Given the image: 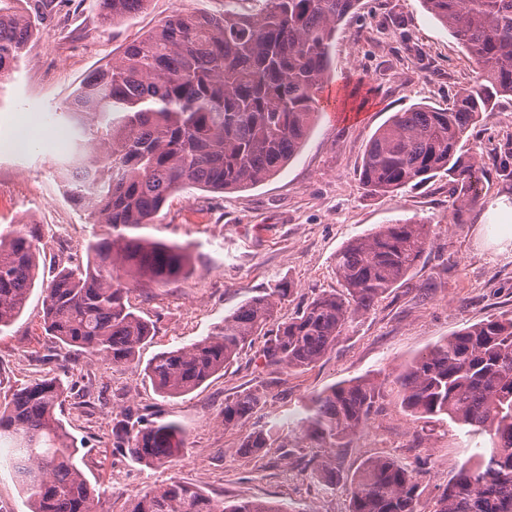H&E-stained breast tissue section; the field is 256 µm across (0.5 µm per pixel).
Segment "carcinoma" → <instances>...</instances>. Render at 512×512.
<instances>
[{
	"label": "carcinoma",
	"instance_id": "carcinoma-1",
	"mask_svg": "<svg viewBox=\"0 0 512 512\" xmlns=\"http://www.w3.org/2000/svg\"><path fill=\"white\" fill-rule=\"evenodd\" d=\"M224 0V14H172L128 44L112 65L85 81L57 113L76 122L62 164L70 196L107 232L88 242L87 264H59L42 283L44 329L59 346L127 365L153 336L132 306L130 284H168L187 273L189 246L138 233L168 197L195 188L224 193L277 175L302 147L320 112L337 26L358 0H258L253 13ZM147 0H100L111 23ZM460 41L477 78L446 108L398 112L366 147L359 176L372 194L393 193L448 174L451 221L481 200L484 166L463 153L483 113L512 96V0H422ZM58 0H0V74L17 67L29 38L57 12ZM430 225L398 220L336 253L341 289L312 298L284 322L275 318L291 283L281 280L245 301L207 336L158 352L144 373L164 397L199 388L256 338L268 365L306 369L331 351L421 263ZM39 236L31 224L0 227V334L13 326L35 286ZM404 408L445 417L489 446L467 459L430 512H512V315L473 324L417 356L395 378ZM66 388L44 377L0 402V442L30 512H99L100 493L76 456L61 419ZM381 394L370 379L313 396L301 435L318 448H344L369 421ZM266 394L245 389L224 400V427L248 422ZM176 422L126 409L112 446L146 465L185 448ZM273 434L248 433L239 453L273 447ZM349 512H424L415 471L389 457L364 461L349 482ZM127 512H288L270 502L215 499L174 479L145 491Z\"/></svg>",
	"mask_w": 512,
	"mask_h": 512
}]
</instances>
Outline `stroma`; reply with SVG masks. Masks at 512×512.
<instances>
[{
	"label": "stroma",
	"instance_id": "35a3bbf8",
	"mask_svg": "<svg viewBox=\"0 0 512 512\" xmlns=\"http://www.w3.org/2000/svg\"><path fill=\"white\" fill-rule=\"evenodd\" d=\"M177 11L220 14L224 0H147L143 10L115 24L102 21L98 0H68L0 82V225H39L41 278H50L59 259L86 262L87 242L106 231L68 199L62 157L44 142L45 115ZM475 79L465 49L421 0H360L333 43L329 88L336 103L325 106L298 155L272 179L244 190L175 194L145 228V235L189 245L192 269L173 283L132 292V303L154 325L137 360L116 366L65 354L44 331L36 288L19 320L0 335V399L41 376L61 377L68 389L62 420L86 478L102 493L104 512H123L135 495L173 478L227 501L349 512V480L377 456L411 468L425 465L422 505L430 507L486 440L449 421L410 415L394 379L439 341L488 317L512 314V245H495V227L484 217L491 203L512 193V176L498 169L512 151V97L484 113L463 147L483 155L487 175L479 205L464 212L462 223L448 221L447 175L372 195L359 169L370 139L392 115L418 105L447 107ZM410 218L431 224V250L315 365H266L254 344L182 396L159 395L145 377L156 353L207 336L247 298L283 278L293 292L279 304L277 318L288 320L316 294L338 288L334 259L343 246L377 225ZM360 377L381 382V397L367 426L337 449L330 489L313 471L314 459L327 451L301 438L298 423L313 395ZM249 388L264 391L265 404L246 428L225 427V399ZM125 408L181 423L187 443L180 457L145 466L113 448L114 418ZM270 427L287 438L290 456L275 447L238 454L246 430Z\"/></svg>",
	"mask_w": 512,
	"mask_h": 512
}]
</instances>
